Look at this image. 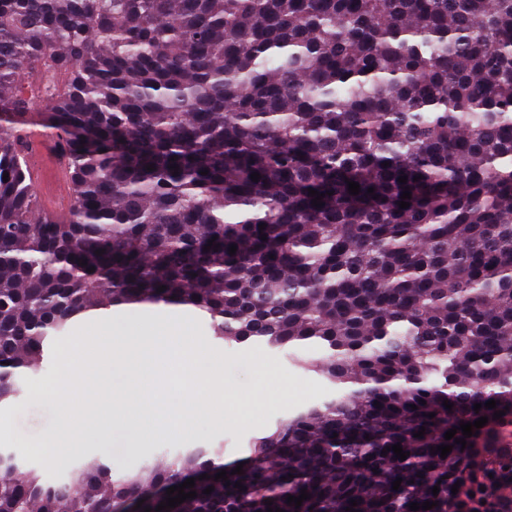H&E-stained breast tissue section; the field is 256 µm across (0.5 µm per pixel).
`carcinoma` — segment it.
I'll use <instances>...</instances> for the list:
<instances>
[{"label": "carcinoma", "mask_w": 512, "mask_h": 512, "mask_svg": "<svg viewBox=\"0 0 512 512\" xmlns=\"http://www.w3.org/2000/svg\"><path fill=\"white\" fill-rule=\"evenodd\" d=\"M36 105L64 224L34 210ZM122 305L193 307L329 395L241 474L187 448L57 483L0 451V512H154L189 478L169 512H491L512 478L492 448L512 419V0H0V403L51 338Z\"/></svg>", "instance_id": "carcinoma-1"}]
</instances>
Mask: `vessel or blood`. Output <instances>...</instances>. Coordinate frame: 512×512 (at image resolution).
<instances>
[{"label":"vessel or blood","instance_id":"vessel-or-blood-1","mask_svg":"<svg viewBox=\"0 0 512 512\" xmlns=\"http://www.w3.org/2000/svg\"><path fill=\"white\" fill-rule=\"evenodd\" d=\"M27 141L31 151L40 161L30 169L29 174L42 193L41 217L57 221L67 217V171L56 148L54 136L40 130H30Z\"/></svg>","mask_w":512,"mask_h":512}]
</instances>
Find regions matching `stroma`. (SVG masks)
Returning <instances> with one entry per match:
<instances>
[{
	"instance_id": "stroma-1",
	"label": "stroma",
	"mask_w": 512,
	"mask_h": 512,
	"mask_svg": "<svg viewBox=\"0 0 512 512\" xmlns=\"http://www.w3.org/2000/svg\"><path fill=\"white\" fill-rule=\"evenodd\" d=\"M181 332L191 343L206 345L221 362V383L224 389V425L216 428L208 422L196 424L190 439L178 435L148 438L136 449L108 455L105 449L73 457L76 465H91L110 458L115 472L134 471L163 456H173L183 448L223 447L224 460L233 463L248 453L252 437L270 432L276 423L300 408L324 399L329 390L320 376L295 367L283 354L264 345L242 349L229 348L215 342L207 319L194 311L181 317ZM84 342L82 355L88 364H95L112 354L111 338L103 328L79 319L73 330L60 337L46 355L41 375L28 384L21 398L12 404L0 405V449L14 452L29 465L41 470L46 479L55 480L63 473L61 466L51 464L39 448L47 436L60 425V405L80 409V401L71 395L61 378L63 357L76 343ZM270 369L274 378L260 384L261 368ZM257 402L254 412H247L246 402Z\"/></svg>"
}]
</instances>
